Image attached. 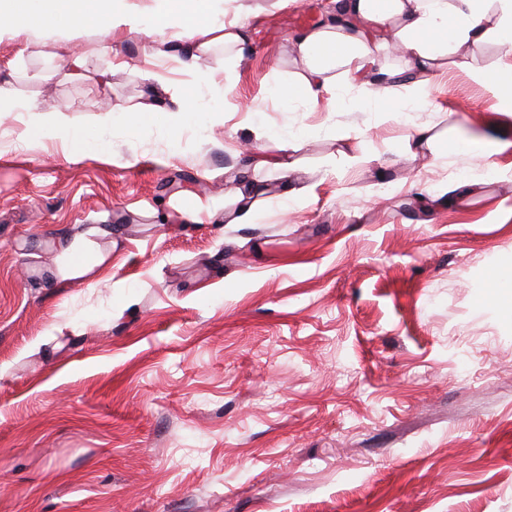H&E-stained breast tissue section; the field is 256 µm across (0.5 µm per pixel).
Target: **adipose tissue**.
I'll use <instances>...</instances> for the list:
<instances>
[{"label": "adipose tissue", "mask_w": 512, "mask_h": 512, "mask_svg": "<svg viewBox=\"0 0 512 512\" xmlns=\"http://www.w3.org/2000/svg\"><path fill=\"white\" fill-rule=\"evenodd\" d=\"M62 14L68 15V32L94 29L102 38L111 37L123 25L146 37L172 32L181 41L186 65L196 69L216 38L206 20L211 0H156L151 21L130 11L127 0H55ZM339 20L300 34L295 52L301 64L279 89L288 100L316 103L324 91L338 88L351 75L375 64L381 51L396 47L404 50L398 68L404 82L384 87L381 92L366 91L370 100L388 99L399 92L416 100L425 92L426 76L448 52L474 45L487 37L503 44L512 43V0H338ZM47 19L32 0H0V42L25 30L47 26ZM24 111L29 131L63 143L81 140L79 127L61 116L21 107L10 81H0V112ZM253 135L261 143L258 164H274L282 180H290L296 162L291 154L304 141L303 135L273 136L261 129ZM106 227L94 226L57 240V262L53 275L60 282L78 279L103 265L108 255L98 251L95 239L111 236Z\"/></svg>", "instance_id": "1"}]
</instances>
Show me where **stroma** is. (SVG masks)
Here are the masks:
<instances>
[{"label": "stroma", "mask_w": 512, "mask_h": 512, "mask_svg": "<svg viewBox=\"0 0 512 512\" xmlns=\"http://www.w3.org/2000/svg\"><path fill=\"white\" fill-rule=\"evenodd\" d=\"M238 4L211 23L240 17L248 52L197 75L124 28L108 55L64 40L58 13L0 43L18 97L84 131L0 117V512H512V114L449 59L424 100L366 103L395 53L284 100L334 0ZM147 69L191 104L178 134L138 113ZM258 122L306 138L290 197ZM239 172L270 187L248 224ZM102 224L110 266L56 282L52 243Z\"/></svg>", "instance_id": "35a3bbf8"}]
</instances>
